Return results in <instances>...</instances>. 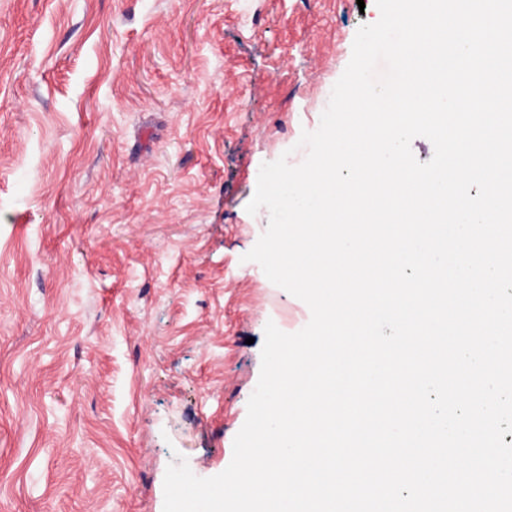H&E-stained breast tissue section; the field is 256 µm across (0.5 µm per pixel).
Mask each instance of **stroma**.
Instances as JSON below:
<instances>
[{"label":"stroma","instance_id":"obj_1","mask_svg":"<svg viewBox=\"0 0 512 512\" xmlns=\"http://www.w3.org/2000/svg\"><path fill=\"white\" fill-rule=\"evenodd\" d=\"M374 0H0V512H163L230 464L267 322L262 163H301Z\"/></svg>","mask_w":512,"mask_h":512}]
</instances>
